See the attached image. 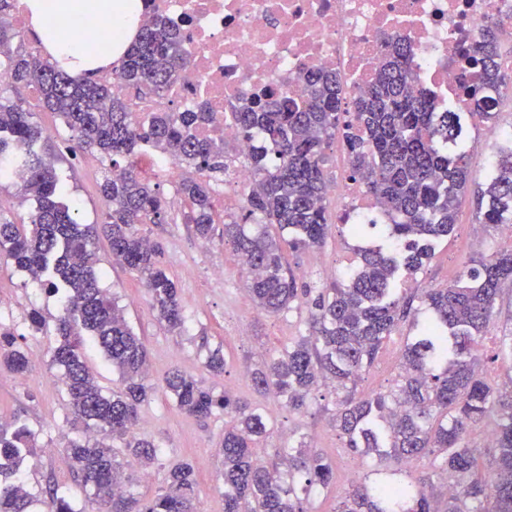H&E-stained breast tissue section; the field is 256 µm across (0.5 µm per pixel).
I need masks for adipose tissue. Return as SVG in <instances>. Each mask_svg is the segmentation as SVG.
I'll list each match as a JSON object with an SVG mask.
<instances>
[{
    "instance_id": "ef3b65f1",
    "label": "adipose tissue",
    "mask_w": 512,
    "mask_h": 512,
    "mask_svg": "<svg viewBox=\"0 0 512 512\" xmlns=\"http://www.w3.org/2000/svg\"><path fill=\"white\" fill-rule=\"evenodd\" d=\"M31 23L37 33L45 34L44 45L55 59L66 60L68 71L81 72L106 70L122 56L123 44L98 51L76 41L70 31L83 14L97 12L121 26L125 42L132 41L136 23L124 14L122 0H25Z\"/></svg>"
}]
</instances>
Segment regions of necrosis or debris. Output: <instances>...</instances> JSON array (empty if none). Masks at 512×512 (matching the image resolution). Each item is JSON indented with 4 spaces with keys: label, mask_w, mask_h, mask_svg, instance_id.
Returning a JSON list of instances; mask_svg holds the SVG:
<instances>
[{
    "label": "necrosis or debris",
    "mask_w": 512,
    "mask_h": 512,
    "mask_svg": "<svg viewBox=\"0 0 512 512\" xmlns=\"http://www.w3.org/2000/svg\"><path fill=\"white\" fill-rule=\"evenodd\" d=\"M156 12L188 35V65L162 95L133 98L134 113L177 111L205 103L215 114L202 134L231 145L224 194L244 198L254 175L256 141L243 138L226 114L271 90L284 89L304 107L308 72L335 73L342 109L355 103L383 64L388 45L411 47L415 90L435 112L473 111L466 88L480 82L463 49L484 29L499 28L512 44V0H151ZM327 196L350 224H387L391 216L350 179L345 157Z\"/></svg>",
    "instance_id": "4bbe7bcc"
}]
</instances>
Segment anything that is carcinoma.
<instances>
[{
	"label": "carcinoma",
	"instance_id": "carcinoma-1",
	"mask_svg": "<svg viewBox=\"0 0 512 512\" xmlns=\"http://www.w3.org/2000/svg\"><path fill=\"white\" fill-rule=\"evenodd\" d=\"M14 0H0V182L20 171V191L32 203L28 222L0 215V261L13 265L60 296L54 322L29 312L31 335L58 336L51 364L60 371L73 423L85 437L64 448L87 505L76 509L59 487L46 495L21 477L38 452L37 433L19 418L0 424V512H201L194 470L188 463L168 469L165 487L146 499L121 459L131 455L148 466L160 449L135 435L139 409L155 387L149 383L148 352L130 328L116 298L103 288L93 244L107 238L112 259L143 280L156 319L170 332L183 331L186 316L179 290L159 257L160 246L140 234L141 224H160L168 202L133 167L151 152L175 157L185 175L175 193L186 204L185 223L197 239L215 232L214 184L224 180V142L200 135L214 118L206 105L179 112L135 116L112 93V82L73 78L58 61L23 47L9 17ZM497 29L484 31L470 60L483 84L509 89L499 64ZM410 45H390L389 60L358 99L353 121L340 124L336 77L313 74L306 83L307 108L298 109L284 91L236 107L232 116L245 136L257 134L263 147L252 157L255 184L240 219L224 224L248 270V292L257 309L284 315L307 311L308 333L264 356L250 372L253 388L273 394L300 412L322 386L337 399L330 424L345 447L373 458L374 478L340 497L334 512H512V390L488 382L473 345L492 318L496 300L512 286V249L476 261L444 288L417 294L397 288L414 275L431 244L457 224L459 196L470 170L467 114L430 112V101L409 88ZM186 65L184 39L163 18L141 24L112 75L126 89L168 91ZM33 88L41 107L57 114L71 132L69 152L96 153L106 167L99 191L107 204L99 224H83L67 195L55 162L37 151L43 128L32 113L3 95L4 85ZM471 93L477 115L494 119V102ZM353 157L350 177L362 179L384 203L393 223L387 241L358 250L359 263L328 288L297 282L282 244L319 248L331 229L326 204L324 152L336 129ZM482 224H512V153H500L480 193ZM275 224V238L248 223ZM427 316L415 336L406 337L395 388L362 395L358 385L389 336L417 318L415 301ZM90 337L112 365L123 391L103 393L83 357ZM26 335L0 327V365L22 375L29 358ZM164 389L186 415L198 419L224 413V512H309L311 493L329 488L331 459L313 448L307 435L267 447L271 425L259 408L204 387L193 375L174 370ZM496 420L492 474L478 473L472 429ZM430 460L428 486L401 477L398 465Z\"/></svg>",
	"mask_w": 512,
	"mask_h": 512
}]
</instances>
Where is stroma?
<instances>
[{
  "mask_svg": "<svg viewBox=\"0 0 512 512\" xmlns=\"http://www.w3.org/2000/svg\"><path fill=\"white\" fill-rule=\"evenodd\" d=\"M7 95L33 111L35 121L47 129L45 145L54 155L57 167L68 176V194L79 205L82 223H100L104 210L98 188L104 172L101 161L90 154L71 157L67 149L69 132L54 113L38 108L31 89L12 87ZM471 146V185L459 200L455 229L448 238L433 243L430 257L409 280V287L448 286L474 260L512 248V241L501 237L499 230L478 221V191L487 178L483 156L491 148L478 129L471 132ZM183 212V203H175L169 209L166 223L142 227L143 233L160 245L162 261L179 288L187 316L181 334L169 333L156 321L144 284L113 262L108 241L102 239L96 244L102 284L116 296L129 325L147 344L150 380L156 387L152 399L141 409L136 434L160 446L159 463L145 471L133 460L128 470L138 476L141 495L149 498L161 486L166 467L190 463L195 470L196 493L203 512H224L221 462L215 454L224 432V415L218 412L210 418L197 419L178 409L162 387L168 372L178 368L207 388L228 392L260 408L274 430L271 444H280L293 428L307 433L316 448L336 466L335 485L311 496L310 508L312 512H333L337 496L351 482L364 479L368 470L367 460L344 449L342 439L328 424L329 409L335 400L333 392L322 390L304 413L296 414L288 412L274 398L256 393L248 376L249 369L260 362L266 350L281 347L289 338L305 333L306 315L299 311L279 316L258 313L247 291V275L232 248L216 237L208 249H201L191 226L183 221ZM384 241L383 226L366 225L363 237L355 239L338 224L320 249L288 251V265L300 282L313 287L325 286L340 280L353 267L357 247L380 245ZM218 267L224 271L219 280L211 276L212 270ZM34 308L51 319L59 314L60 302L57 296L29 280L24 272L11 266L0 267V322L25 334L30 358V367L24 375L17 376L0 368V423L18 417L38 431L41 450L25 469V478L34 490L60 486L70 490L74 500L80 502L84 495L63 459L62 450L69 440L81 437L82 432L67 420L68 398L59 381V371L51 364L54 337L27 333V315ZM416 333V327L407 325L386 340L375 363L364 374L360 392L386 393L393 388L404 339ZM215 349L226 359L220 376L205 367L208 352ZM476 349L490 382L512 381V289L504 290L498 299L495 314Z\"/></svg>",
  "mask_w": 512,
  "mask_h": 512,
  "instance_id": "obj_1",
  "label": "stroma"
}]
</instances>
